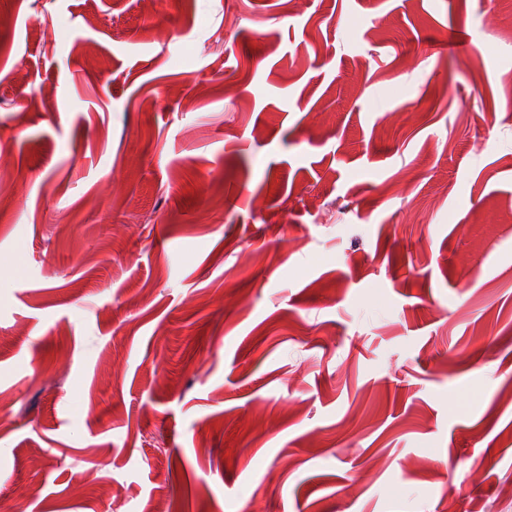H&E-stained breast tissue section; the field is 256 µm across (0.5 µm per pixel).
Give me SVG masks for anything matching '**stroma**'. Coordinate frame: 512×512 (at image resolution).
Listing matches in <instances>:
<instances>
[{"instance_id":"stroma-1","label":"stroma","mask_w":512,"mask_h":512,"mask_svg":"<svg viewBox=\"0 0 512 512\" xmlns=\"http://www.w3.org/2000/svg\"><path fill=\"white\" fill-rule=\"evenodd\" d=\"M1 17L0 512H512V0Z\"/></svg>"}]
</instances>
